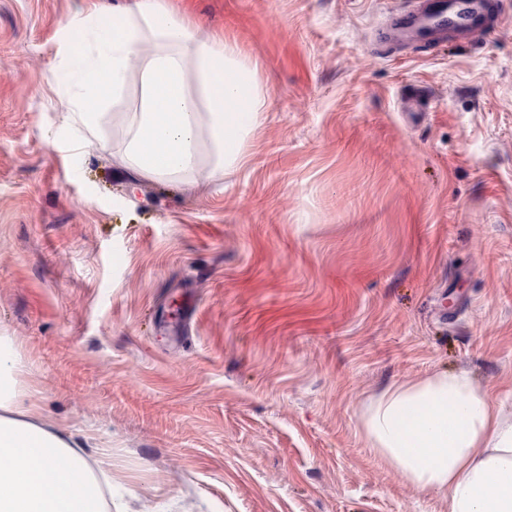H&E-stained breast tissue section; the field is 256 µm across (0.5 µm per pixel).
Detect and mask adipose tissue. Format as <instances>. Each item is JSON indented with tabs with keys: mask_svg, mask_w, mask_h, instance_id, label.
I'll return each mask as SVG.
<instances>
[{
	"mask_svg": "<svg viewBox=\"0 0 512 512\" xmlns=\"http://www.w3.org/2000/svg\"><path fill=\"white\" fill-rule=\"evenodd\" d=\"M61 49L75 75L63 123L92 133L138 68L124 149L137 175L187 180L205 151L214 174L245 166L262 107L256 67L223 38L200 37L167 0H118L104 26L93 11L73 16ZM22 372L18 347L0 336V512H110L99 481L112 477L111 456L87 462L79 443L38 415ZM362 429L380 460L441 495L448 512H512V423L467 375L389 388Z\"/></svg>",
	"mask_w": 512,
	"mask_h": 512,
	"instance_id": "ef3b65f1",
	"label": "adipose tissue"
}]
</instances>
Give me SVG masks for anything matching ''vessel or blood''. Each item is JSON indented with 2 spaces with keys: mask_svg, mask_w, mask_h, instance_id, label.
I'll return each instance as SVG.
<instances>
[{
  "mask_svg": "<svg viewBox=\"0 0 512 512\" xmlns=\"http://www.w3.org/2000/svg\"><path fill=\"white\" fill-rule=\"evenodd\" d=\"M489 8V0H421L385 23L384 39L391 44L435 42L451 30L462 37L483 32L490 24Z\"/></svg>",
  "mask_w": 512,
  "mask_h": 512,
  "instance_id": "b4317fda",
  "label": "vessel or blood"
}]
</instances>
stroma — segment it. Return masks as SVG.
I'll return each instance as SVG.
<instances>
[{
	"mask_svg": "<svg viewBox=\"0 0 512 512\" xmlns=\"http://www.w3.org/2000/svg\"><path fill=\"white\" fill-rule=\"evenodd\" d=\"M113 2L0 0V335L41 415L111 449L113 512H447L361 423L447 372L512 421V0L401 48L412 0H169L265 99L189 185L124 160L138 73L98 135L62 122L60 29Z\"/></svg>",
	"mask_w": 512,
	"mask_h": 512,
	"instance_id": "obj_1",
	"label": "stroma"
}]
</instances>
